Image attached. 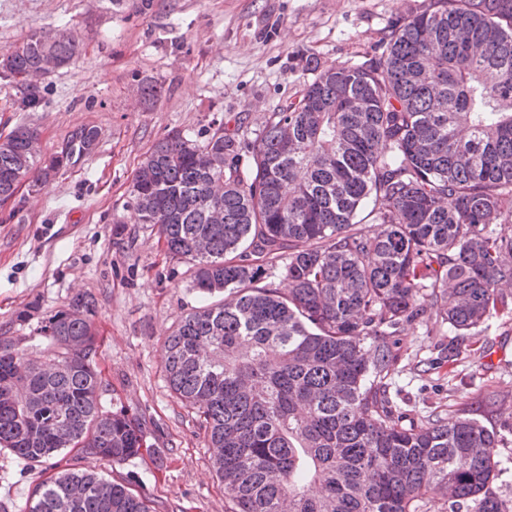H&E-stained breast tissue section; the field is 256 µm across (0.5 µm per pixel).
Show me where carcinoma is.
I'll use <instances>...</instances> for the list:
<instances>
[{
    "mask_svg": "<svg viewBox=\"0 0 512 512\" xmlns=\"http://www.w3.org/2000/svg\"><path fill=\"white\" fill-rule=\"evenodd\" d=\"M78 57L64 30L1 53L16 110L46 103L34 73ZM39 140L24 124L0 135L1 203L18 174L46 182L83 161L98 131L75 129L38 167ZM131 195L193 288L225 294L178 319L162 361L217 449L229 512H512L494 487L496 430L406 426L387 395L402 323L432 308L465 336L512 313V0H423L381 57L317 68L253 136L236 119L203 144L159 140ZM368 204L375 230L358 219ZM93 316L74 295L37 328L35 358L0 336V449L24 468L67 448L141 453L140 424L100 401ZM27 512L157 509L95 469H62Z\"/></svg>",
    "mask_w": 512,
    "mask_h": 512,
    "instance_id": "obj_1",
    "label": "carcinoma"
}]
</instances>
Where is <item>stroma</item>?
Here are the masks:
<instances>
[{"mask_svg": "<svg viewBox=\"0 0 512 512\" xmlns=\"http://www.w3.org/2000/svg\"><path fill=\"white\" fill-rule=\"evenodd\" d=\"M421 0H0V51L31 32L65 27L76 64L51 75L46 105L12 106L0 78V134L37 128L41 156L81 126L95 151L49 183L24 177L0 205V336L28 341L76 293L95 301L101 402L140 422L146 447L121 463L58 454L32 469L0 451V512H25L44 473L97 467L152 500L158 512H226L224 487L191 409L170 390L162 345L179 317L202 305L186 264L168 256L156 228L131 208L135 172L170 132L207 141L233 118L258 129L315 76L314 65L359 64L387 47L393 25ZM161 89L140 98L142 80ZM27 321H18L19 313ZM388 396L404 423L466 415L496 428L501 474L512 497V315L482 324L456 358L455 332L427 317L400 326Z\"/></svg>", "mask_w": 512, "mask_h": 512, "instance_id": "obj_1", "label": "stroma"}]
</instances>
